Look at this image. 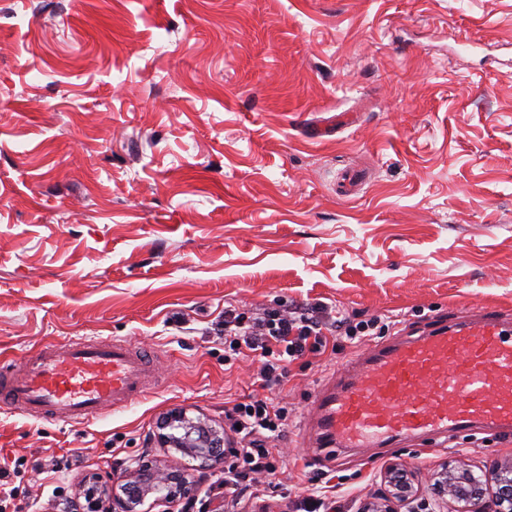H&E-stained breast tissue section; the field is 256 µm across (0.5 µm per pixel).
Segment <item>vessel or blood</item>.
Here are the masks:
<instances>
[{
	"mask_svg": "<svg viewBox=\"0 0 512 512\" xmlns=\"http://www.w3.org/2000/svg\"><path fill=\"white\" fill-rule=\"evenodd\" d=\"M508 320L483 306L364 348L316 389L304 422L314 447L511 432ZM154 382L150 355L130 339L77 336L32 355L20 375L0 365V409L84 422L140 401Z\"/></svg>",
	"mask_w": 512,
	"mask_h": 512,
	"instance_id": "obj_1",
	"label": "vessel or blood"
}]
</instances>
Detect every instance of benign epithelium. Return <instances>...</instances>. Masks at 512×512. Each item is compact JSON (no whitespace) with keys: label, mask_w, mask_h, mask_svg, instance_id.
Masks as SVG:
<instances>
[{"label":"benign epithelium","mask_w":512,"mask_h":512,"mask_svg":"<svg viewBox=\"0 0 512 512\" xmlns=\"http://www.w3.org/2000/svg\"><path fill=\"white\" fill-rule=\"evenodd\" d=\"M167 432L159 434V442L183 455H191L204 462L224 459V434L205 423L187 416L183 410H173L161 423ZM151 467L142 458L124 468L121 482H115L112 471L92 475L95 488L84 494V501H75L66 512H138L137 507L152 495L153 504L164 507L183 504L181 512H191L197 501L189 480L177 472L161 474L151 482L143 481ZM433 487L442 499L459 504L453 512H512V459L498 462L491 478L478 479L468 470L448 464L433 478ZM414 494V483L405 471L391 466L384 474L383 489L375 504L365 512H397L393 502H405Z\"/></svg>","instance_id":"1"}]
</instances>
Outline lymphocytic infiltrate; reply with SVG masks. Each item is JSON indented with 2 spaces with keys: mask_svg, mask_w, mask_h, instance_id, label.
<instances>
[{
  "mask_svg": "<svg viewBox=\"0 0 512 512\" xmlns=\"http://www.w3.org/2000/svg\"><path fill=\"white\" fill-rule=\"evenodd\" d=\"M376 326V320L354 323L321 304L291 310L225 308L224 342L234 347L236 354L259 361L257 379L268 394L234 403L224 411L225 420L236 428L240 439L239 448L228 458L223 479L216 483L223 491L224 512H243L253 486L275 475L283 461L280 443L288 426V410L275 393L287 382L288 365L305 357H322L339 336L361 342Z\"/></svg>",
  "mask_w": 512,
  "mask_h": 512,
  "instance_id": "f902f5d3",
  "label": "lymphocytic infiltrate"
}]
</instances>
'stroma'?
I'll return each mask as SVG.
<instances>
[{"mask_svg": "<svg viewBox=\"0 0 512 512\" xmlns=\"http://www.w3.org/2000/svg\"><path fill=\"white\" fill-rule=\"evenodd\" d=\"M320 301L418 330L512 309V0H0V356L127 337L157 380L85 423L0 412V512H62L142 455L216 512L223 465L160 447L159 422L220 429L258 392L225 306ZM357 351L289 365L269 512L316 490L360 512L389 466L426 484L512 458L494 434L309 447L312 394Z\"/></svg>", "mask_w": 512, "mask_h": 512, "instance_id": "obj_1", "label": "stroma"}]
</instances>
